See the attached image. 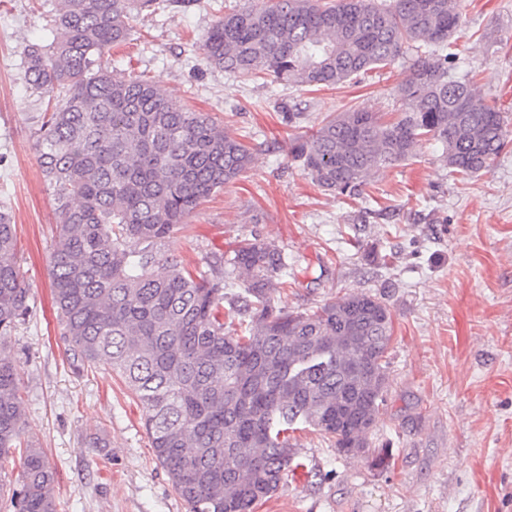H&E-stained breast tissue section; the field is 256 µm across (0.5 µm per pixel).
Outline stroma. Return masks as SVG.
<instances>
[{
  "label": "stroma",
  "instance_id": "obj_1",
  "mask_svg": "<svg viewBox=\"0 0 512 512\" xmlns=\"http://www.w3.org/2000/svg\"><path fill=\"white\" fill-rule=\"evenodd\" d=\"M254 0H177L137 13L108 65L158 83L222 121L254 150L252 170L204 202L162 255L208 270L241 240H270L292 270L278 305L305 312L351 292L393 315L388 390L369 453L345 457L308 427L301 468L254 512H512V143L489 167L449 177L434 142L370 178L362 192L323 191L288 154L284 119L310 128L365 106L391 118L406 72L394 62L333 88L245 80L189 45L224 12ZM55 0H0V205L17 230L31 312L8 338L30 438L56 471L63 512H188L149 446L140 403L115 374L68 361L48 255L54 203L38 165L46 103L24 80L22 51L50 41ZM448 63L475 71L512 120V0H465ZM99 437L103 447L93 448ZM385 450V465L372 455Z\"/></svg>",
  "mask_w": 512,
  "mask_h": 512
}]
</instances>
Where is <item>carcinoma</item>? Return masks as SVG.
Here are the masks:
<instances>
[{
	"mask_svg": "<svg viewBox=\"0 0 512 512\" xmlns=\"http://www.w3.org/2000/svg\"><path fill=\"white\" fill-rule=\"evenodd\" d=\"M161 0H58L53 38L28 45L25 78L53 103L38 162L56 205L49 254L60 338L73 366L107 367L145 411L151 448L189 512H252L301 466L299 426L366 452L388 385L389 307L353 292L308 312L274 303L288 263L272 243L242 240L232 258L193 272L157 248L206 198L248 173L253 151L212 116L155 83L104 64L130 36L129 20ZM461 0H265L224 13L198 46L247 79L333 87L403 59L404 108L390 120L365 107L302 129L289 153L324 190L356 193L413 153L424 137L452 175L485 170L509 143L507 116L477 91L476 75L448 68ZM231 265L240 290L219 272ZM238 316L224 323V304ZM29 291L16 225L0 210V345L25 322ZM15 364L0 357V477L9 512H57L55 471L25 438Z\"/></svg>",
	"mask_w": 512,
	"mask_h": 512,
	"instance_id": "carcinoma-1",
	"label": "carcinoma"
}]
</instances>
